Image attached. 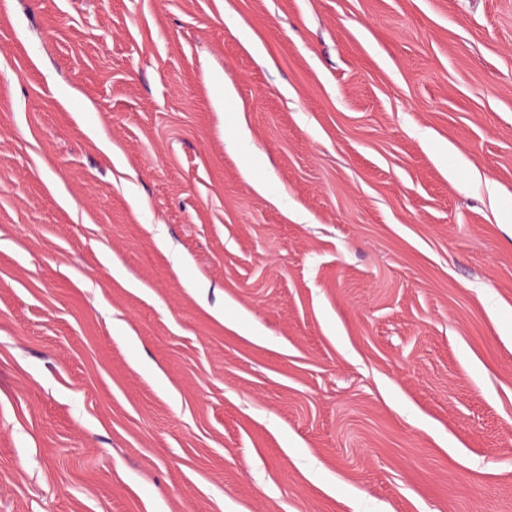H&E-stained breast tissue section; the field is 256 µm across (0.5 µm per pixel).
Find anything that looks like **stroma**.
I'll use <instances>...</instances> for the list:
<instances>
[{"instance_id": "1", "label": "stroma", "mask_w": 512, "mask_h": 512, "mask_svg": "<svg viewBox=\"0 0 512 512\" xmlns=\"http://www.w3.org/2000/svg\"><path fill=\"white\" fill-rule=\"evenodd\" d=\"M0 512H512V0H0Z\"/></svg>"}]
</instances>
